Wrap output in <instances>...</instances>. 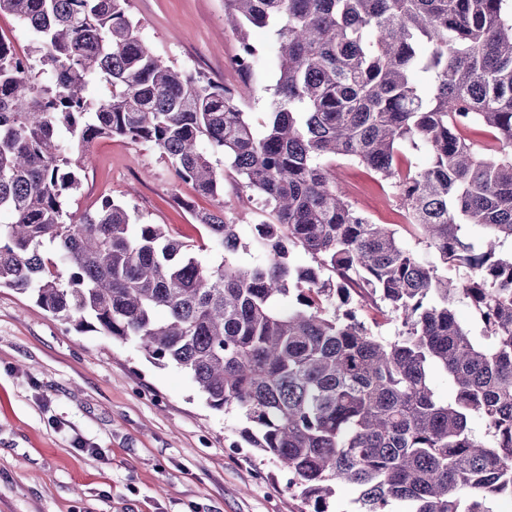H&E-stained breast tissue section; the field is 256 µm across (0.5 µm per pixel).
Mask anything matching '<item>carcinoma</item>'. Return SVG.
Instances as JSON below:
<instances>
[{"label":"carcinoma","mask_w":512,"mask_h":512,"mask_svg":"<svg viewBox=\"0 0 512 512\" xmlns=\"http://www.w3.org/2000/svg\"><path fill=\"white\" fill-rule=\"evenodd\" d=\"M1 13L33 46L20 56L0 37V212L13 217L0 225V288L183 369L209 407L243 416V440L298 478L313 512H328L338 484L356 487L358 512H493L512 499L509 0H224L240 73L261 59L251 28L277 43L260 136L235 92L143 42L129 0H0ZM91 80L104 102L83 95ZM475 124L491 142L469 138ZM112 136L151 144L202 195L232 174L269 215L255 260L234 259L240 236L222 208L184 203L207 261L110 197L74 218L64 203L89 147ZM406 145L431 165H402ZM336 157L396 190L433 259L355 206ZM297 250L310 265L292 264ZM459 302L484 340L456 319ZM369 305L400 322L398 336L375 333ZM435 369L453 385L446 400Z\"/></svg>","instance_id":"obj_1"}]
</instances>
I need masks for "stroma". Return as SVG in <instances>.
I'll use <instances>...</instances> for the list:
<instances>
[{"mask_svg":"<svg viewBox=\"0 0 512 512\" xmlns=\"http://www.w3.org/2000/svg\"><path fill=\"white\" fill-rule=\"evenodd\" d=\"M129 10L156 54L234 87L246 111H264L278 78L270 28L250 30L262 60L248 78L231 64L237 37L224 25V0H130ZM90 154L66 203L74 215L108 196L138 222L170 225L197 244L205 233L184 202L224 207L245 243L261 220L232 180L221 199L200 195L174 181L150 145L105 137ZM334 169L357 207L425 254L418 231L400 222L388 183L345 159ZM245 426L239 412L210 408L184 370L153 363L135 341L76 330L30 294L0 288V512H304L292 474L242 444Z\"/></svg>","mask_w":512,"mask_h":512,"instance_id":"stroma-1","label":"stroma"}]
</instances>
